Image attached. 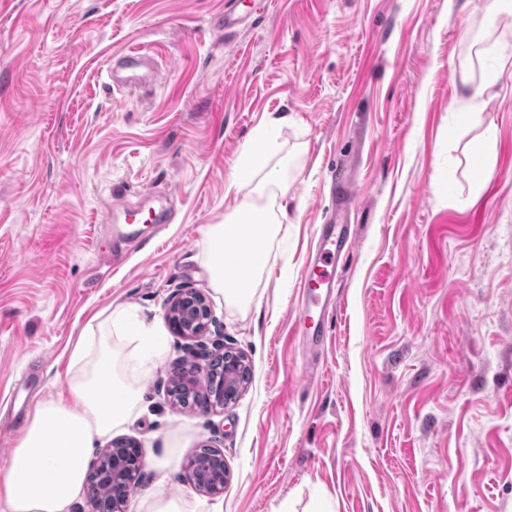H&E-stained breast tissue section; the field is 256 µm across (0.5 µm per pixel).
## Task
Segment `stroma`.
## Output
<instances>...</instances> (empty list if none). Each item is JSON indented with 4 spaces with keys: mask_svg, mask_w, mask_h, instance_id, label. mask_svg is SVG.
I'll return each mask as SVG.
<instances>
[{
    "mask_svg": "<svg viewBox=\"0 0 512 512\" xmlns=\"http://www.w3.org/2000/svg\"><path fill=\"white\" fill-rule=\"evenodd\" d=\"M235 13L223 29L219 17ZM481 0H0V472L4 413L66 383L87 322L113 304L164 321L182 288L208 291L201 229L256 130L296 149L292 221L247 312L213 301L209 335H167L121 434L167 455L125 512L165 487L192 512H512V75L469 113L466 44ZM143 48L156 84L120 90L110 59ZM495 132L490 172L449 158ZM356 196L326 342L306 359L293 324L332 170ZM151 240L112 253L117 196ZM171 202L163 229L150 208ZM250 380L211 410L172 401L174 367H206L215 336ZM223 451V492L186 465Z\"/></svg>",
    "mask_w": 512,
    "mask_h": 512,
    "instance_id": "1",
    "label": "stroma"
}]
</instances>
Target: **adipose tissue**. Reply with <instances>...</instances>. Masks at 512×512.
Wrapping results in <instances>:
<instances>
[{
	"instance_id": "adipose-tissue-1",
	"label": "adipose tissue",
	"mask_w": 512,
	"mask_h": 512,
	"mask_svg": "<svg viewBox=\"0 0 512 512\" xmlns=\"http://www.w3.org/2000/svg\"><path fill=\"white\" fill-rule=\"evenodd\" d=\"M470 51L480 75L465 79L464 90L477 103L512 69V57L481 33L473 36ZM278 126V120L266 122L244 147L225 187L236 206L223 223L203 230L209 285L243 312L289 221L287 173L276 160ZM163 341L161 323H145L122 305L88 321L71 353L66 390L38 400L14 439L0 477V512H68L84 491L96 441L119 431L137 409L138 379L160 358Z\"/></svg>"
}]
</instances>
